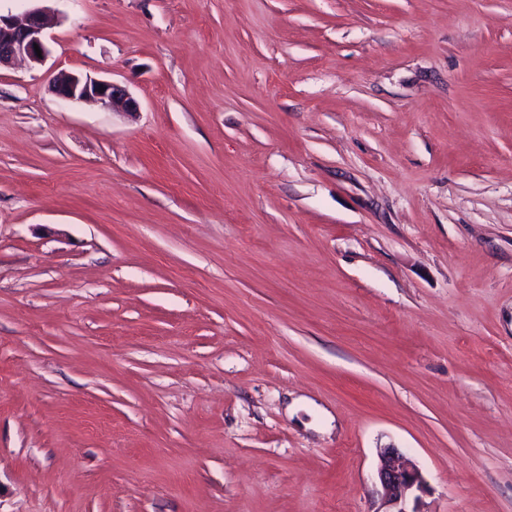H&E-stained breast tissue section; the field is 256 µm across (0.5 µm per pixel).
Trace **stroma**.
Returning <instances> with one entry per match:
<instances>
[{
    "label": "stroma",
    "instance_id": "stroma-1",
    "mask_svg": "<svg viewBox=\"0 0 512 512\" xmlns=\"http://www.w3.org/2000/svg\"><path fill=\"white\" fill-rule=\"evenodd\" d=\"M50 6L0 68V512H379L386 444L512 512V0ZM100 87H103V92H100ZM53 91L61 98L97 103L115 112H137L139 107L138 102L118 83L66 71L55 76Z\"/></svg>",
    "mask_w": 512,
    "mask_h": 512
}]
</instances>
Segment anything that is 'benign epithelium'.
Returning a JSON list of instances; mask_svg holds the SVG:
<instances>
[{"label":"benign epithelium","mask_w":512,"mask_h":512,"mask_svg":"<svg viewBox=\"0 0 512 512\" xmlns=\"http://www.w3.org/2000/svg\"><path fill=\"white\" fill-rule=\"evenodd\" d=\"M50 9L34 6L20 15L0 13V66L17 61L40 63L46 57L45 30ZM41 53H36L35 49ZM56 95L76 102H92L114 112H136L138 102L126 89L113 81L100 80L70 72H60L53 80ZM376 485L384 512H423L422 495L427 491L419 466L401 449H379Z\"/></svg>","instance_id":"benign-epithelium-1"}]
</instances>
